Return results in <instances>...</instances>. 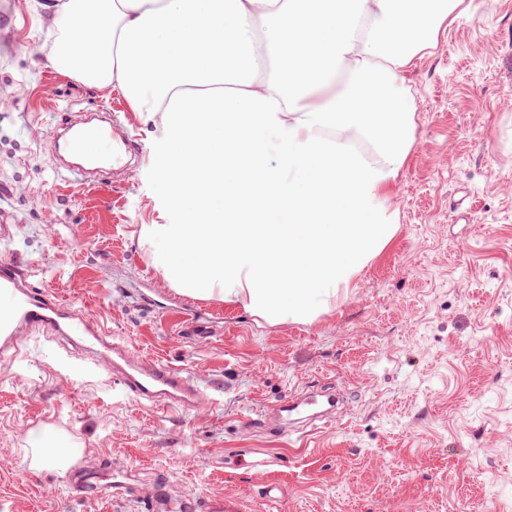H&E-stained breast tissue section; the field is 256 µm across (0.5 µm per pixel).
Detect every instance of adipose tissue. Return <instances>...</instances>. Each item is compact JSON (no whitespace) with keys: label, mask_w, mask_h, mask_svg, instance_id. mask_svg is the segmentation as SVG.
Returning a JSON list of instances; mask_svg holds the SVG:
<instances>
[{"label":"adipose tissue","mask_w":512,"mask_h":512,"mask_svg":"<svg viewBox=\"0 0 512 512\" xmlns=\"http://www.w3.org/2000/svg\"><path fill=\"white\" fill-rule=\"evenodd\" d=\"M462 0H44L56 62L118 86L161 142L176 224L140 242L184 295L269 324L328 313L398 229L404 75ZM277 159H266L269 147Z\"/></svg>","instance_id":"obj_1"}]
</instances>
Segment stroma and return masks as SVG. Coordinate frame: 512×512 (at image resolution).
<instances>
[{"label": "stroma", "mask_w": 512, "mask_h": 512, "mask_svg": "<svg viewBox=\"0 0 512 512\" xmlns=\"http://www.w3.org/2000/svg\"><path fill=\"white\" fill-rule=\"evenodd\" d=\"M40 2L0 0V220L14 227L0 259L218 403L154 406L92 354L28 336L0 355V512H140L156 484L195 512H512V0H463L406 73L416 141L390 187L396 234L330 312L278 325L153 268L140 227L177 216L155 193L149 128L119 89L52 63L61 31ZM102 108L141 163L63 183L49 127ZM312 385L343 391L337 417L280 435L259 421ZM44 433L82 448L78 468L129 473L126 492L31 473Z\"/></svg>", "instance_id": "obj_1"}]
</instances>
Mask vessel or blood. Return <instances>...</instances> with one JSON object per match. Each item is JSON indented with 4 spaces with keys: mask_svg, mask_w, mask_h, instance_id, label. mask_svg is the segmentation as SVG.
<instances>
[{
    "mask_svg": "<svg viewBox=\"0 0 512 512\" xmlns=\"http://www.w3.org/2000/svg\"><path fill=\"white\" fill-rule=\"evenodd\" d=\"M106 140L112 143L110 167L124 169L134 139L128 128L117 125L111 116H103L101 124L81 129L75 128L70 121L57 127L58 151L81 155L85 162L97 163L103 159L101 144ZM84 164L60 166L56 174L73 186H83L87 175ZM39 332L96 350L101 360L111 364L112 373L118 377L123 391L137 399L169 406L191 405L209 398L183 369L157 359L128 356L99 320L76 315L53 289L33 285L27 270L14 262L1 260L0 349H17L21 336ZM338 402L335 393L312 392L290 399L284 410L290 416L303 415L319 406L335 407Z\"/></svg>",
    "mask_w": 512,
    "mask_h": 512,
    "instance_id": "b4317fda",
    "label": "vessel or blood"
}]
</instances>
